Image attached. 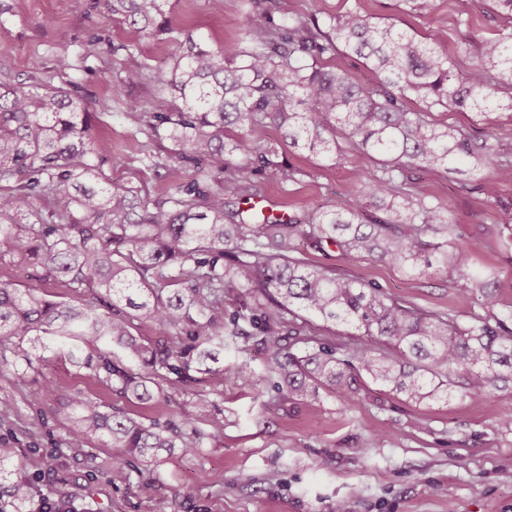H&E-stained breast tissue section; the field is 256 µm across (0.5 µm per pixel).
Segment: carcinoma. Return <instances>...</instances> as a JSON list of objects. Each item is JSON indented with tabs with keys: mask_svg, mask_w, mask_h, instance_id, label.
I'll return each mask as SVG.
<instances>
[{
	"mask_svg": "<svg viewBox=\"0 0 512 512\" xmlns=\"http://www.w3.org/2000/svg\"><path fill=\"white\" fill-rule=\"evenodd\" d=\"M114 16L152 36L180 37L172 67L151 73L134 60L121 81L148 78L170 90L140 113V132L168 127L177 163L162 166L169 197L155 201L134 187H114L92 162L93 113L65 92L35 90L0 72V260L41 269L38 282L21 290L0 280V339L54 336L73 366L92 370L128 402L165 396L169 375L184 387L211 374L209 363L237 350L250 335L268 353L267 370L278 375L283 400L316 396L319 387L353 390L367 374L390 392L415 402L447 401L459 392L473 400L499 382H512V311L488 312L459 328L445 312H426L389 297L357 276H338L294 255L297 241L311 248L341 249L355 262L384 261L409 274L437 264L452 269L465 288L488 287L472 275L470 258L448 249L449 205L418 196L405 177L413 167L448 170L461 161L496 166L512 174V143L476 140L455 127H438L429 109L451 107L482 116L502 108L499 91L512 89V32L482 45L480 67L465 76L448 67L437 40L423 41L390 21L349 10L329 30L301 17L276 23L266 14L247 19L251 45L212 47L194 29L176 28L170 0H101ZM336 67L320 65L325 55ZM360 56L375 75L356 83L346 59ZM415 94L426 108L411 110ZM270 120L294 146L324 160L336 158L341 135L355 148L381 157L365 175L355 199H327L309 216H263L240 208L255 177L278 167L275 145L257 151L246 140L227 147L229 128L244 131ZM193 166L192 178L185 175ZM385 202L392 219L366 224L365 209ZM63 278L75 289L95 290L92 300L67 304L37 294L40 283ZM248 302L224 314L229 296ZM331 326L355 327L363 339L341 356L323 344L304 356L282 341L300 335L298 313ZM145 319L167 340L151 344L136 334ZM248 325V332L242 325ZM122 357L112 355V348ZM140 366L134 371L123 360ZM224 376L250 384L246 358L224 365ZM76 448L114 449L112 473L126 477L133 458L157 463L162 452L185 456L202 447L194 421L182 430L145 425L116 407L79 394L69 400ZM15 450L0 444V498L24 512L28 483L16 476Z\"/></svg>",
	"mask_w": 512,
	"mask_h": 512,
	"instance_id": "obj_1",
	"label": "carcinoma"
}]
</instances>
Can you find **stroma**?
Here are the masks:
<instances>
[{
  "instance_id": "35a3bbf8",
  "label": "stroma",
  "mask_w": 512,
  "mask_h": 512,
  "mask_svg": "<svg viewBox=\"0 0 512 512\" xmlns=\"http://www.w3.org/2000/svg\"><path fill=\"white\" fill-rule=\"evenodd\" d=\"M175 22H189L213 46L242 40L250 14L274 21L292 15L326 23L347 10L395 22L417 37H437L454 71L464 75L480 60L484 40L512 32L489 0H436L432 15L420 17L401 0H171ZM468 51H460L462 41ZM178 48L131 31L99 0H0V62L21 77L36 76L47 88L76 89L95 114L94 157L113 183L132 186L154 200L168 185L143 154L167 158L168 139L138 134L126 116V100L110 86L135 58L168 66ZM70 66L61 70L58 58ZM430 120L463 129L471 137L512 142V111L479 116L435 108ZM271 122L251 134L255 142H277L278 167L257 178L250 198L255 210L301 216L323 201H352L377 156L342 146L336 160L324 161L283 145ZM125 154V165L111 158ZM408 176L426 201L447 202L456 231L451 238L467 252L475 274H491L500 309H512V178L495 168L475 174L468 163L457 170H412ZM497 183L487 200L482 178ZM312 264L337 274L354 273L391 297L428 311L454 316L467 326L484 315L481 289H463L452 273L412 276L387 263L345 262L336 246L302 247ZM12 342L0 343V440L18 452L22 474L31 482L27 512H153L139 484L152 479L167 512H512V386L480 401L453 400L415 406L362 378L356 397L320 392L317 400L288 402L270 378L240 385L223 375L202 376L194 391L164 382L168 400L130 403L103 385L88 369L72 366L56 352L47 362L17 360ZM54 390L41 403L32 394ZM80 394L122 408L143 422L174 428L187 419L200 430L199 399L224 415L220 440H204L192 456L172 455L155 465L132 461L128 477L111 478L112 451L69 444L72 423L66 402Z\"/></svg>"
}]
</instances>
